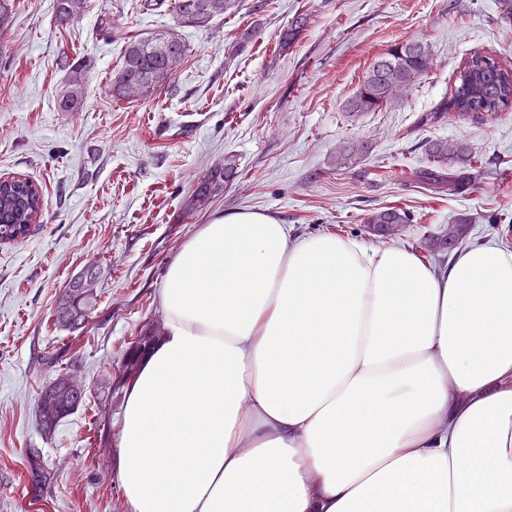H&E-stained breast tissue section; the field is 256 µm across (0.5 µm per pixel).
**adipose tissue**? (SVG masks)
<instances>
[{
	"mask_svg": "<svg viewBox=\"0 0 512 512\" xmlns=\"http://www.w3.org/2000/svg\"><path fill=\"white\" fill-rule=\"evenodd\" d=\"M165 284L120 417L129 512H512V251L437 268L235 211Z\"/></svg>",
	"mask_w": 512,
	"mask_h": 512,
	"instance_id": "ef3b65f1",
	"label": "adipose tissue"
}]
</instances>
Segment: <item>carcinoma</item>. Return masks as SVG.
I'll list each match as a JSON object with an SVG mask.
<instances>
[{
    "mask_svg": "<svg viewBox=\"0 0 512 512\" xmlns=\"http://www.w3.org/2000/svg\"><path fill=\"white\" fill-rule=\"evenodd\" d=\"M87 0H56L55 18L60 24L80 17ZM241 0H174L173 11L180 27L205 29L217 17L238 12ZM305 26V19L298 17L280 33V44L286 48L298 40ZM188 47L174 30L158 31L146 37L129 38L125 41L120 66L109 77L110 91L115 101L136 102L155 94L169 93L176 72L184 64ZM432 60L430 45L420 39H408L391 47L377 57L364 75L363 82L346 108L353 113L374 112L388 104L408 96L428 73ZM91 60L85 58L70 66L69 86L58 100L63 110L80 104ZM512 109V66L483 52L474 51L465 56L458 65L450 95L442 99L436 108L438 115H457L473 118H493ZM370 151V143L355 139L336 147V166L344 167ZM424 151L432 166L420 173V177L437 184L453 187L456 180L447 175L445 168H472V152L464 142L445 139H430ZM236 164L224 160V167L214 171L195 189L189 207L199 209L206 206L213 192L235 177ZM42 214V196L38 186L27 178L0 185V243L23 240L30 226L39 222ZM411 222L407 211L398 206L376 209L364 218L368 229L384 240L391 238ZM469 218L460 217L448 225V231L421 242V247L432 253L447 244H455L461 236V225ZM91 274L78 286L69 282L64 289L54 312L55 323L66 330H79L83 324L72 323L60 314L67 303L83 310L88 318L97 301V285L101 272L90 268ZM163 329L158 324L150 326L138 344L125 353V373L134 375L148 348ZM72 366L59 370L56 380L42 390L38 397L39 425L45 435L50 436L58 424L71 415L83 403L84 387L69 382ZM31 479L35 483L50 480L51 473L40 463L38 449L31 450Z\"/></svg>",
    "mask_w": 512,
    "mask_h": 512,
    "instance_id": "1",
    "label": "carcinoma"
}]
</instances>
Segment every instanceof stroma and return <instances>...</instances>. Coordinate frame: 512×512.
<instances>
[{
    "instance_id": "35a3bbf8",
    "label": "stroma",
    "mask_w": 512,
    "mask_h": 512,
    "mask_svg": "<svg viewBox=\"0 0 512 512\" xmlns=\"http://www.w3.org/2000/svg\"><path fill=\"white\" fill-rule=\"evenodd\" d=\"M140 3L88 0L60 25L55 0H14L0 42V176L28 178L43 197L27 237L0 244V512H128L116 474L125 353L162 323L169 263L217 214L262 211L296 240L334 233L372 246L366 214L398 205L412 222L396 245L416 247L467 216L461 247L512 250V112L428 118L465 53L512 62V22L498 0H242L208 30L179 29L189 53L174 95L118 102L108 83L125 38L176 27L170 4L147 12ZM298 14L302 34L279 48ZM413 38L433 57L417 88L374 112L344 111L375 57ZM66 57L94 63L70 111L58 106ZM349 138L372 151L337 167L336 146ZM428 139L465 142L483 164L452 192L418 180ZM228 158L237 179L188 209ZM88 265L102 271L98 302L84 329L60 328L57 299ZM65 347L87 400L47 437L36 404L55 372L43 357ZM33 448L53 474L39 488L28 479Z\"/></svg>"
}]
</instances>
